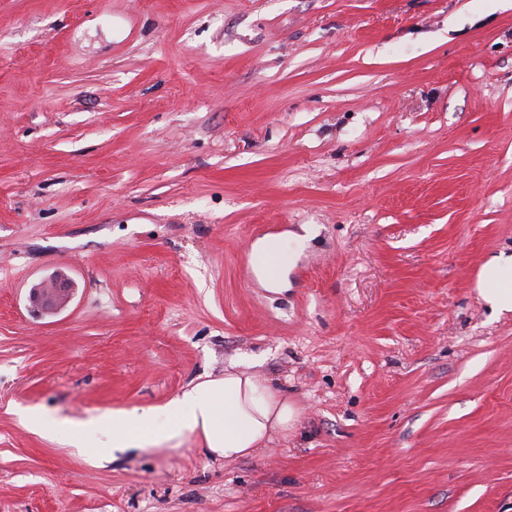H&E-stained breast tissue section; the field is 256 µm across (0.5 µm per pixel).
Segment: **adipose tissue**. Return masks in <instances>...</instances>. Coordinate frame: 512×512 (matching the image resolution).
Masks as SVG:
<instances>
[{
	"mask_svg": "<svg viewBox=\"0 0 512 512\" xmlns=\"http://www.w3.org/2000/svg\"><path fill=\"white\" fill-rule=\"evenodd\" d=\"M302 245V236L294 233L260 239L251 248L250 264L269 287H282L287 270L284 258ZM477 291L495 312H512V253L500 252L483 265ZM295 416L284 392L231 368L221 377L193 384L164 404L106 412L88 421H67L62 430L87 449L106 428L111 429L116 448H147L199 434L209 454L233 461L275 436L287 435Z\"/></svg>",
	"mask_w": 512,
	"mask_h": 512,
	"instance_id": "ef3b65f1",
	"label": "adipose tissue"
}]
</instances>
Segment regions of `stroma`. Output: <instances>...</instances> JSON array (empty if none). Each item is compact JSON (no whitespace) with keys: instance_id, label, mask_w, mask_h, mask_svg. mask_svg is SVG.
Returning a JSON list of instances; mask_svg holds the SVG:
<instances>
[{"instance_id":"stroma-1","label":"stroma","mask_w":512,"mask_h":512,"mask_svg":"<svg viewBox=\"0 0 512 512\" xmlns=\"http://www.w3.org/2000/svg\"><path fill=\"white\" fill-rule=\"evenodd\" d=\"M304 229L271 291L252 244ZM503 250L512 0H0V512H512ZM233 365L287 439L58 429ZM512 253L501 251L481 268L477 291L498 314L512 312ZM73 299V289L68 278L54 275L30 289L28 303L34 314L58 313L65 310Z\"/></svg>"}]
</instances>
